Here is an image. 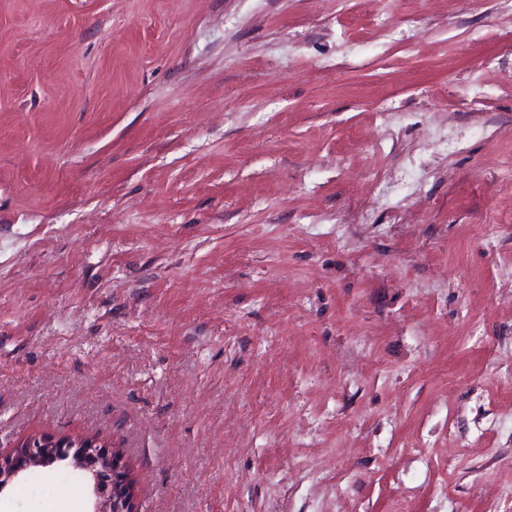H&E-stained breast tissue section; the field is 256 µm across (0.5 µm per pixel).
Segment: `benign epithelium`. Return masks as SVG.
<instances>
[{
    "label": "benign epithelium",
    "instance_id": "benign-epithelium-1",
    "mask_svg": "<svg viewBox=\"0 0 512 512\" xmlns=\"http://www.w3.org/2000/svg\"><path fill=\"white\" fill-rule=\"evenodd\" d=\"M73 460V468L93 479L96 508L92 512H139L122 456L93 440L76 445L65 439H33L13 456L0 460V488L32 468Z\"/></svg>",
    "mask_w": 512,
    "mask_h": 512
}]
</instances>
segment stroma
Here are the masks:
<instances>
[{
	"label": "stroma",
	"mask_w": 512,
	"mask_h": 512,
	"mask_svg": "<svg viewBox=\"0 0 512 512\" xmlns=\"http://www.w3.org/2000/svg\"><path fill=\"white\" fill-rule=\"evenodd\" d=\"M43 437L141 512H512V0H0V457Z\"/></svg>",
	"instance_id": "obj_1"
}]
</instances>
